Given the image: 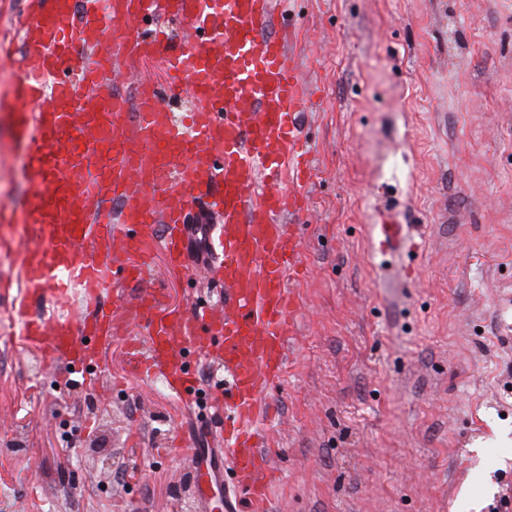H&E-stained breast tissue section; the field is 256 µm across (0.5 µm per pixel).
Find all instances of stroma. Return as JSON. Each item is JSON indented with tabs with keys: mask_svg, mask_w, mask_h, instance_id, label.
<instances>
[{
	"mask_svg": "<svg viewBox=\"0 0 512 512\" xmlns=\"http://www.w3.org/2000/svg\"><path fill=\"white\" fill-rule=\"evenodd\" d=\"M313 91L300 333L273 392L269 512H512V0H292ZM0 108V205L22 207ZM419 248L382 251L380 209ZM0 258V512H193L181 439L221 420L101 348L43 366ZM163 280L174 305L224 292ZM79 439L62 447L65 426Z\"/></svg>",
	"mask_w": 512,
	"mask_h": 512,
	"instance_id": "1",
	"label": "stroma"
}]
</instances>
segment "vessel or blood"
Returning <instances> with one entry per match:
<instances>
[{
	"label": "vessel or blood",
	"mask_w": 512,
	"mask_h": 512,
	"mask_svg": "<svg viewBox=\"0 0 512 512\" xmlns=\"http://www.w3.org/2000/svg\"><path fill=\"white\" fill-rule=\"evenodd\" d=\"M37 4L16 21L25 73L13 86L31 195L22 209L0 208V223L36 238L19 258V335L43 365L82 374L99 368L102 343L123 341L137 376L163 378L186 404L223 405L218 447L193 456L196 498L209 507L229 469L225 512L241 499L248 512H267L276 468L258 421L299 334V299L286 281L303 263V227L287 218L303 212L311 178L295 30L276 25L288 0ZM173 19L188 33L175 49ZM155 58L164 85L135 82L129 98L113 90L115 74ZM169 92L189 95L187 112H171ZM198 210L218 217L207 241L224 284L220 316L207 303L170 306L166 289L143 285L159 254L171 277L193 276ZM374 230L388 251L406 248L409 234L389 211ZM49 287L56 310L44 318L29 302ZM140 321L144 339L129 332ZM202 357L223 367V398L200 390Z\"/></svg>",
	"instance_id": "b4317fda"
}]
</instances>
